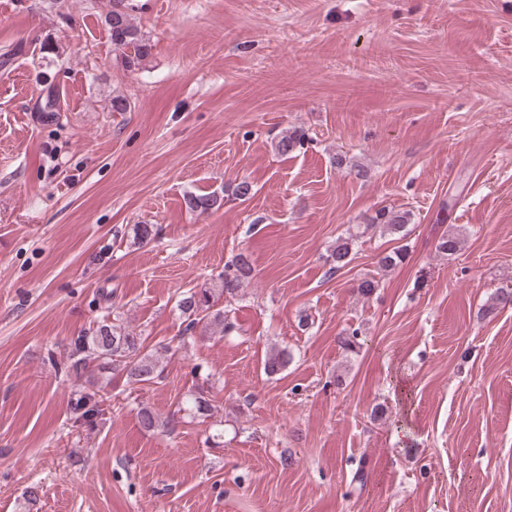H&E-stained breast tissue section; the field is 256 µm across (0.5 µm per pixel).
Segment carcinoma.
<instances>
[{
  "label": "carcinoma",
  "instance_id": "carcinoma-1",
  "mask_svg": "<svg viewBox=\"0 0 512 512\" xmlns=\"http://www.w3.org/2000/svg\"><path fill=\"white\" fill-rule=\"evenodd\" d=\"M132 5L125 0H111L110 9L104 16L114 49L122 52L128 67H136L144 61L152 51V44L142 31L133 24L129 10ZM306 141L305 133L294 129L284 134L276 143L275 150L280 155H288L302 147ZM188 208L201 213L220 206L216 195L192 196L187 199ZM410 213L392 209H379L368 218L365 230L378 231L382 234L397 236L401 240L407 236V224ZM354 238L348 236L336 240V246L327 256L330 264L329 273L334 274L345 268L352 260ZM460 239L448 234L442 236L436 245V251L452 257L460 250ZM406 258L405 248L400 246L383 255L379 264L391 269L403 263ZM250 257L241 252L230 264L224 267L220 281L209 283L202 288H192L178 302V310L186 322L184 332H192L198 328L206 331L212 326H219L228 332L233 325L227 322L224 307L219 305L223 297L234 296L253 276ZM162 352L145 345L141 335L116 323H103L90 328L71 341L70 365L68 374L81 378L85 373L121 374L129 383H147L162 373L160 360ZM291 361L290 353L285 349L269 352L264 361V370L275 375L285 370ZM103 388L88 390L75 403L77 419L87 420L100 412L99 404ZM187 411L193 415H208L211 411L205 391L198 389L188 400Z\"/></svg>",
  "mask_w": 512,
  "mask_h": 512
}]
</instances>
